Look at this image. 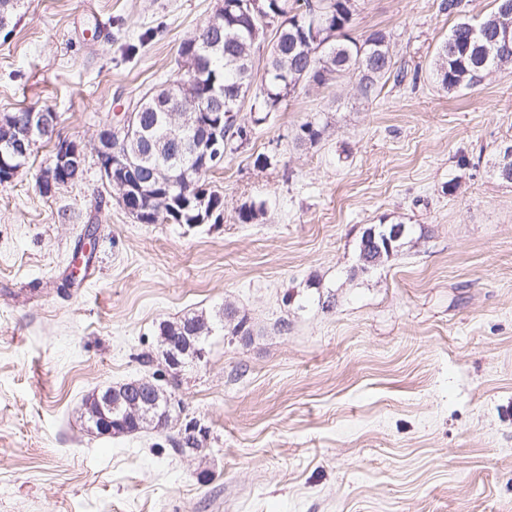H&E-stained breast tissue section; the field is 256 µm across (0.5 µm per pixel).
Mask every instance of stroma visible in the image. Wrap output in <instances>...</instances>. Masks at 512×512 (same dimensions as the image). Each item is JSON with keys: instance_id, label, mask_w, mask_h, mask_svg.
<instances>
[{"instance_id": "stroma-1", "label": "stroma", "mask_w": 512, "mask_h": 512, "mask_svg": "<svg viewBox=\"0 0 512 512\" xmlns=\"http://www.w3.org/2000/svg\"><path fill=\"white\" fill-rule=\"evenodd\" d=\"M219 2L22 0L0 28V114L51 109L86 155L52 195L50 141L0 184V512H512V182L493 170L512 69L454 92L433 77L452 26L493 0H358L354 36L386 32L405 80L291 99L210 175L223 223H137L98 135L179 78ZM315 114L322 138L299 142ZM380 223L403 244L361 271ZM219 311L249 335L216 332L170 371L159 324ZM143 377L172 394L166 430L85 431L88 395ZM191 420L196 458L172 447Z\"/></svg>"}]
</instances>
